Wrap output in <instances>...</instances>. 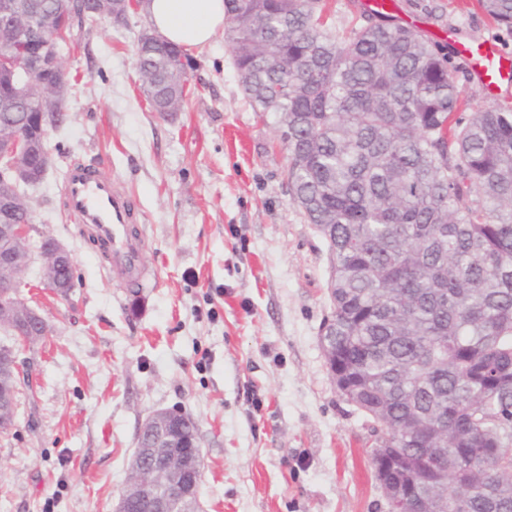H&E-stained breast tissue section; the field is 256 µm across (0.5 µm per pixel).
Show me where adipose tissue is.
<instances>
[{
	"label": "adipose tissue",
	"mask_w": 512,
	"mask_h": 512,
	"mask_svg": "<svg viewBox=\"0 0 512 512\" xmlns=\"http://www.w3.org/2000/svg\"><path fill=\"white\" fill-rule=\"evenodd\" d=\"M148 13L164 38L189 49L201 48L224 25V0H151Z\"/></svg>",
	"instance_id": "1"
}]
</instances>
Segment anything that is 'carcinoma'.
Wrapping results in <instances>:
<instances>
[{
    "instance_id": "obj_1",
    "label": "carcinoma",
    "mask_w": 512,
    "mask_h": 512,
    "mask_svg": "<svg viewBox=\"0 0 512 512\" xmlns=\"http://www.w3.org/2000/svg\"><path fill=\"white\" fill-rule=\"evenodd\" d=\"M512 31V0H478ZM70 26L98 16L68 5ZM321 0H224L244 97L276 118L291 201L329 252L327 361L396 457L408 512H512V109L464 120L457 71L399 24L337 35ZM153 112L188 103L190 58L136 47ZM0 73V135L31 101Z\"/></svg>"
}]
</instances>
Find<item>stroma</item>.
<instances>
[{
    "label": "stroma",
    "mask_w": 512,
    "mask_h": 512,
    "mask_svg": "<svg viewBox=\"0 0 512 512\" xmlns=\"http://www.w3.org/2000/svg\"><path fill=\"white\" fill-rule=\"evenodd\" d=\"M395 2L394 22L436 36L460 70L458 116L488 104L456 45L494 39L512 55V33L477 0ZM146 25L134 10L63 52L78 84L27 200L32 240L47 234L70 251L74 286L65 297L46 288L36 259L18 288L48 331L24 351L31 388L0 434V512H113L139 428L159 409L197 424L198 512H385L377 435L327 368V245L291 201L275 118L244 99L220 32L191 53L184 109L151 111L134 60ZM73 163L132 196L144 285L107 279L75 235L60 205Z\"/></svg>",
    "instance_id": "stroma-1"
}]
</instances>
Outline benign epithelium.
I'll return each mask as SVG.
<instances>
[{
    "label": "benign epithelium",
    "mask_w": 512,
    "mask_h": 512,
    "mask_svg": "<svg viewBox=\"0 0 512 512\" xmlns=\"http://www.w3.org/2000/svg\"><path fill=\"white\" fill-rule=\"evenodd\" d=\"M90 12L108 19L118 14L116 0H80ZM67 10L65 0H0V44H10L29 33L33 19H39V31L29 39L26 50L19 57L0 56V67L18 75L12 85L16 98L34 99L39 112L33 123L14 129L7 139H0V314L10 318L27 316L47 332L45 319L27 306L16 291L20 273L32 261V253L25 247L32 224V210L21 186L39 181L29 165L25 151L35 139L45 140L60 125L67 71L62 62L58 41L66 37L67 23L60 15ZM50 246L39 251L44 260V277L48 287L63 289L61 274L73 266L70 252L56 239L49 237ZM185 413L161 409L142 424L144 429L171 431L172 425ZM170 442L158 437L148 448H140L133 455L129 469L135 472L159 463L152 477L130 486L120 496L115 512H125L127 502L143 501L150 512H193L201 481L198 461L202 455L199 438L174 458H169Z\"/></svg>",
    "instance_id": "1"
}]
</instances>
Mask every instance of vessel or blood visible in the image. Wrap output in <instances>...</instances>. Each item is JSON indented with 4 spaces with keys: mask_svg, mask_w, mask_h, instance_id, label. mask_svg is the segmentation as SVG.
Here are the masks:
<instances>
[{
    "mask_svg": "<svg viewBox=\"0 0 512 512\" xmlns=\"http://www.w3.org/2000/svg\"><path fill=\"white\" fill-rule=\"evenodd\" d=\"M458 53L488 95L497 96L502 85H512V56L496 40L459 44ZM62 204L98 244L108 279L131 285L146 280L145 238L135 230L137 213L123 187L97 167L74 164L65 173Z\"/></svg>",
    "mask_w": 512,
    "mask_h": 512,
    "instance_id": "obj_1",
    "label": "vessel or blood"
}]
</instances>
